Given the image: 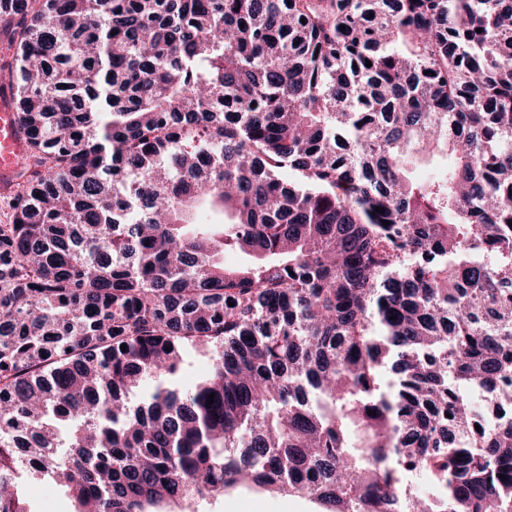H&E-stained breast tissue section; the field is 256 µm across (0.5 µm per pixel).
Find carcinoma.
<instances>
[{"label": "carcinoma", "instance_id": "1", "mask_svg": "<svg viewBox=\"0 0 512 512\" xmlns=\"http://www.w3.org/2000/svg\"><path fill=\"white\" fill-rule=\"evenodd\" d=\"M0 47V512H512V0H0ZM27 151L25 135L19 126L12 104V95L2 92L0 95V224L11 222L12 211L9 200L19 173L18 158ZM208 356L202 350L191 349L184 357L182 372L176 378V384L183 388L193 386L204 377L208 370ZM20 489L30 512H71L73 501L61 490H49L43 480L23 474ZM213 512H321L325 509L298 496L272 495L255 485L224 492Z\"/></svg>", "mask_w": 512, "mask_h": 512}]
</instances>
